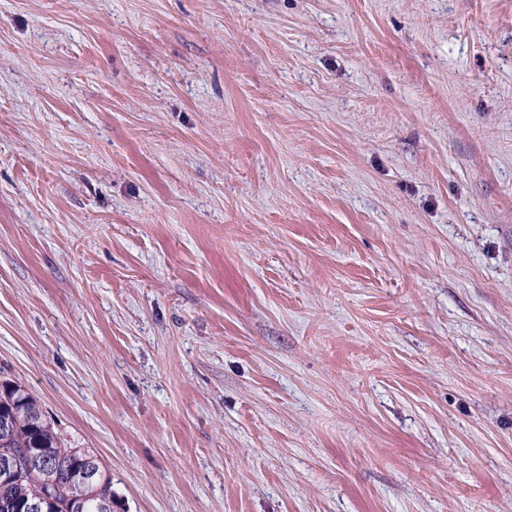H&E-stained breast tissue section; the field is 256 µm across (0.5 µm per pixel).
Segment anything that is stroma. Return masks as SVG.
I'll return each mask as SVG.
<instances>
[{"label": "stroma", "instance_id": "35a3bbf8", "mask_svg": "<svg viewBox=\"0 0 512 512\" xmlns=\"http://www.w3.org/2000/svg\"><path fill=\"white\" fill-rule=\"evenodd\" d=\"M0 380L112 512H512V0H0Z\"/></svg>", "mask_w": 512, "mask_h": 512}]
</instances>
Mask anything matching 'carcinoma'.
Returning a JSON list of instances; mask_svg holds the SVG:
<instances>
[{"mask_svg":"<svg viewBox=\"0 0 512 512\" xmlns=\"http://www.w3.org/2000/svg\"><path fill=\"white\" fill-rule=\"evenodd\" d=\"M41 451L54 460V479L61 486H71L69 494L87 499L89 512H102L97 502L88 499L93 488L71 485L75 473L87 460L100 463L97 456L81 448H68L65 440L47 419L37 398L16 382L0 383V461H13L17 477L0 480V501L11 503V512H24L29 498L42 492L45 512H69L68 498L48 489L41 472L28 468L30 453Z\"/></svg>","mask_w":512,"mask_h":512,"instance_id":"cac0c4a2","label":"carcinoma"}]
</instances>
